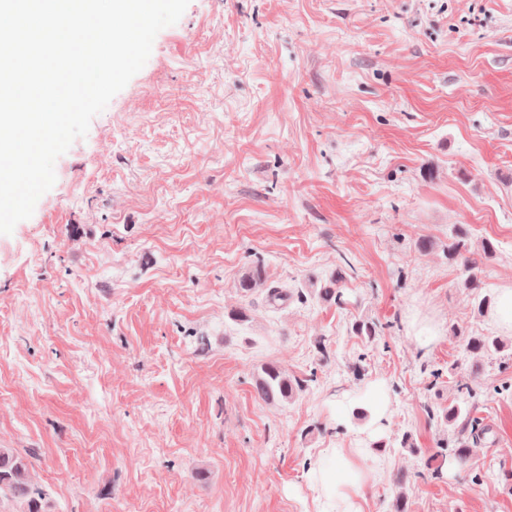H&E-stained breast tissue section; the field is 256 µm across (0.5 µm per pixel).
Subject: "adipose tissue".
<instances>
[{"label":"adipose tissue","mask_w":512,"mask_h":512,"mask_svg":"<svg viewBox=\"0 0 512 512\" xmlns=\"http://www.w3.org/2000/svg\"><path fill=\"white\" fill-rule=\"evenodd\" d=\"M359 454L356 448H331L320 460V512H360L366 479L355 462Z\"/></svg>","instance_id":"1"}]
</instances>
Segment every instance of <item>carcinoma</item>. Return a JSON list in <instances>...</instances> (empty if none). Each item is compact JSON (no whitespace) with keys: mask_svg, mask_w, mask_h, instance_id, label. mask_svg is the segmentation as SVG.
Listing matches in <instances>:
<instances>
[{"mask_svg":"<svg viewBox=\"0 0 512 512\" xmlns=\"http://www.w3.org/2000/svg\"><path fill=\"white\" fill-rule=\"evenodd\" d=\"M497 244L485 238L477 249L468 243V233L457 228L454 239L448 243L447 256L462 266L460 286L471 290L478 297L477 311L484 314L492 305L490 295H481L482 283L478 277V259L489 260L497 255ZM238 288L245 293L257 288L266 291L269 301L284 298L280 288L268 284L266 271L261 263L248 267L242 274ZM324 303L342 308L348 304L345 274L338 270L316 291ZM352 333L360 339L372 343L379 336L377 323L359 319L352 324ZM512 344L498 336H473L467 342V350L474 356L492 351L501 353L509 350ZM305 381L291 375L281 366L270 363L261 368L253 378V390L267 404L290 403L304 390ZM463 405L454 403L432 412V417L448 427L450 437L440 442L447 449L448 460L464 462L480 444L487 428L480 419L471 415V401L477 397L473 386L460 385ZM6 503L11 512H50L46 490L34 480L30 462L10 448H0V505Z\"/></svg>","mask_w":512,"mask_h":512,"instance_id":"cac0c4a2","label":"carcinoma"}]
</instances>
